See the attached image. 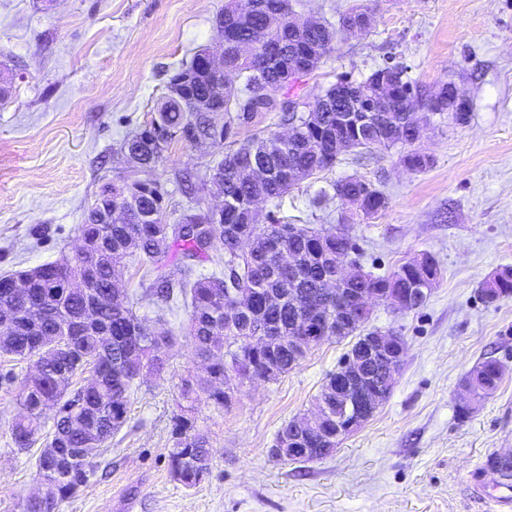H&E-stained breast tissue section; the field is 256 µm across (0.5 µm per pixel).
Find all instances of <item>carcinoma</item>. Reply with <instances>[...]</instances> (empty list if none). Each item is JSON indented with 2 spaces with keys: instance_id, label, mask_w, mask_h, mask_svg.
Wrapping results in <instances>:
<instances>
[{
  "instance_id": "1",
  "label": "carcinoma",
  "mask_w": 512,
  "mask_h": 512,
  "mask_svg": "<svg viewBox=\"0 0 512 512\" xmlns=\"http://www.w3.org/2000/svg\"><path fill=\"white\" fill-rule=\"evenodd\" d=\"M292 0H257L251 13L238 14L232 4L224 6V64L229 79L224 88V106L210 115L195 109L196 102L206 96L213 75L201 72L194 75L190 95H172L167 91L155 103L149 123L166 129H186L196 134H208L213 146L224 144L236 135V129L253 123L256 109L268 97L288 96L294 85L288 76L274 67H265L266 56L274 38L284 40L281 51L295 54L301 49L316 47L320 56H327L334 46L341 23L369 10L360 3L342 14L339 26L332 28L335 36L325 30L304 25L300 18L288 21V6ZM242 42L257 44L258 54L251 65L237 63L235 45ZM393 83L396 93L392 111L377 114V123L358 127L338 121L335 104L337 85L333 84L315 98L313 105L322 108L320 121L309 127L302 112H282V118L297 125L299 138L281 141L277 134L261 131L236 149L224 153L209 168L212 179L220 181L224 195V223L201 224L181 215L174 223L143 224L137 214L127 215L122 222L102 224L93 208H88L82 224L78 225L79 239L93 246L99 261L91 265L85 256L74 253L34 269L0 276V305L21 313L16 335L0 348V356L26 361L33 372L19 382L20 411L11 422L15 444L21 450L41 443L60 448L64 460L52 465L43 455L35 462L36 476L54 487L52 501L29 497L22 512H56L58 504L70 498L84 483L88 468L103 453L106 443L126 423L132 392L141 383L142 372L161 373L167 362V351L178 340L170 330L151 331L134 309L131 300L118 301L112 290L118 287L115 269L125 262L145 269L150 280L149 291L169 304L182 298L188 309L186 337L204 372L181 379V396L194 401L193 395L202 392L214 410L227 408L224 396L226 371L235 369L254 374L267 382H276L296 368L303 357L284 344L274 351L254 352L247 344L251 326L258 322L272 323L286 336L296 320V303L316 292L323 274L336 264V256H347L354 243L346 227L314 229L293 224L287 235H281L280 221L274 213L249 223L248 204L258 195L269 201H282L295 187L288 181V170L300 169L309 178L334 167L339 154L334 150L338 140L349 143L361 154L373 153L400 145H411L415 136L407 112V94L434 98L433 109L448 110L447 98L437 93L418 90L407 76L406 68L384 63L374 69L358 86L373 92L381 82ZM142 138L124 140L121 150L128 152L136 146L141 172L150 173L165 151L180 140L169 138L160 143L145 127L138 131ZM267 165L272 174L260 183L247 176L250 163ZM334 196L341 200L361 197L367 214L377 215L386 207V198L372 184L357 177L345 178L332 184ZM303 255L302 276L288 272L279 264L278 247ZM224 253V268L205 274L194 269V262L206 261L215 253ZM180 253L187 263L182 277L174 282L157 271L170 255ZM403 274L395 280L389 276L354 275L348 282L350 291L375 288L385 281L410 296L416 287V271L410 263L400 266ZM19 280L29 288V295L11 294L7 284ZM81 280L93 285L97 295V313L109 322L111 335L99 336L86 331L70 336L71 347L55 357L48 344L58 338L63 323L82 314L86 308L85 289L75 287ZM235 288H246L255 296L253 305L238 316L224 314V296ZM482 293L489 302L512 297V268L505 267L484 284ZM504 379L502 365L494 359L478 363L468 373L465 383L480 384L484 397L493 395ZM58 406L52 424H46L43 413ZM333 420H321L312 432L310 448L328 447ZM212 448L207 432L194 425V419L181 414L175 418L172 447L168 461L174 479L191 488L201 481L198 474L210 470Z\"/></svg>"
}]
</instances>
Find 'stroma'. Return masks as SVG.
Returning <instances> with one entry per match:
<instances>
[{
	"instance_id": "35a3bbf8",
	"label": "stroma",
	"mask_w": 512,
	"mask_h": 512,
	"mask_svg": "<svg viewBox=\"0 0 512 512\" xmlns=\"http://www.w3.org/2000/svg\"><path fill=\"white\" fill-rule=\"evenodd\" d=\"M225 0H0V274L54 261L79 245L83 212L106 182L132 179L120 147L151 117L169 71L199 48L219 49L214 20ZM363 33L339 35L332 52L297 88L313 101L338 76L360 80L386 60L403 64L421 89L455 78L471 102L466 122L447 114L424 122L415 150L420 171L404 166L406 147L348 152L334 168L301 181L280 206L262 203L284 224L349 227L351 257L384 274L410 258L435 257L441 276L419 308L378 302L369 328L406 341L389 398L336 452L321 461L278 460L279 429L312 410L350 340L313 347L275 383L244 385L233 405L206 398L193 418L213 449L209 474L184 487L169 470L180 384L198 365L182 335L185 308L142 296L138 315L153 330L178 334L165 370L130 398L123 428L86 482L59 512H499L512 494L485 472L490 454H512V298L485 300L482 283L512 266V0H371ZM218 149L176 143L152 173L166 191L168 222L220 195L198 181L186 196V168L205 173ZM360 177L386 207L372 219L330 194L332 182ZM493 358L505 378L492 396L460 415L462 381ZM26 362L0 357V512H21L45 494L35 476L38 448L18 450L10 423Z\"/></svg>"
}]
</instances>
